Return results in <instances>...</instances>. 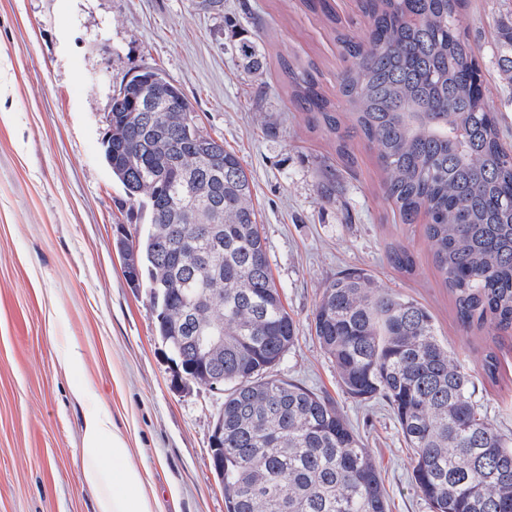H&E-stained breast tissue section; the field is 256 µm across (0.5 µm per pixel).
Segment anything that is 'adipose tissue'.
Returning <instances> with one entry per match:
<instances>
[{
    "mask_svg": "<svg viewBox=\"0 0 512 512\" xmlns=\"http://www.w3.org/2000/svg\"><path fill=\"white\" fill-rule=\"evenodd\" d=\"M81 480L93 492L95 512H155L146 492L150 474L130 461L124 437L109 416L91 409L82 424Z\"/></svg>",
    "mask_w": 512,
    "mask_h": 512,
    "instance_id": "ef3b65f1",
    "label": "adipose tissue"
}]
</instances>
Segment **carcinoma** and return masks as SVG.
<instances>
[{"mask_svg":"<svg viewBox=\"0 0 512 512\" xmlns=\"http://www.w3.org/2000/svg\"><path fill=\"white\" fill-rule=\"evenodd\" d=\"M465 3L360 0L373 46L365 52L327 0H305L351 64L335 100L315 68L284 57L281 67L291 101L335 140L345 165L354 164L355 133L375 150L402 220L427 218L424 236L461 326L501 338L512 334V151L482 93ZM498 50L512 71V25ZM237 52L263 72L255 39ZM109 114L106 161L150 217L143 237L122 243L125 275L149 289L158 335L184 375L202 385L224 374L226 512H389L378 466L336 404L270 373L297 328L240 158L197 134L186 97L157 71L112 95ZM388 260L413 269L400 244ZM312 331L346 394L392 409L430 512H512V438L477 405L475 377L454 362L426 306L349 270L322 289ZM203 336L224 337V348L209 354ZM501 368L488 347L487 382L497 384Z\"/></svg>","mask_w":512,"mask_h":512,"instance_id":"1","label":"carcinoma"}]
</instances>
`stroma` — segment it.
<instances>
[{
	"mask_svg": "<svg viewBox=\"0 0 512 512\" xmlns=\"http://www.w3.org/2000/svg\"><path fill=\"white\" fill-rule=\"evenodd\" d=\"M512 0H468L464 25L487 102L512 150V74L497 65ZM257 37L261 76L235 46ZM322 74L328 95L345 68L324 17L303 0H0V512H94L82 483V410L107 411L131 458L152 475L161 512H225L210 436L224 397L186 379L157 333L145 288L124 275L117 241L137 240L148 216L106 162L112 95L135 73L161 69L186 96L202 133L222 140L253 183L274 281L298 339L272 369L333 400L380 470L389 512H430L412 485L411 451L389 407L342 390L311 331L325 284L364 270L377 286L425 305L452 358L475 378L489 420L512 436V348L504 379L482 377L487 346L455 320L421 224L402 223L382 190L376 153L350 144L345 168L333 141L311 129L288 97L279 60ZM405 247L414 272L388 261ZM78 345L84 366L60 358ZM87 384L78 403L71 388Z\"/></svg>",
	"mask_w": 512,
	"mask_h": 512,
	"instance_id": "35a3bbf8",
	"label": "stroma"
}]
</instances>
